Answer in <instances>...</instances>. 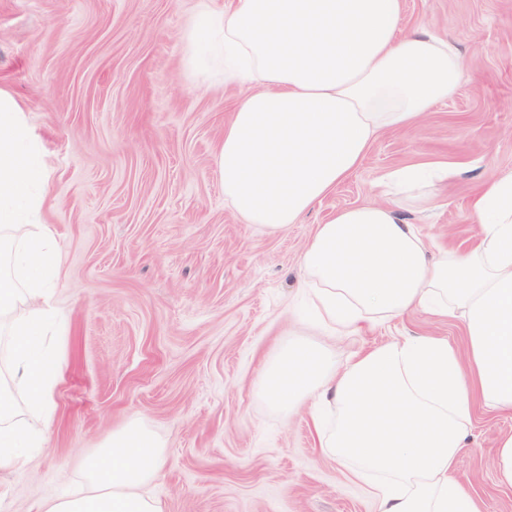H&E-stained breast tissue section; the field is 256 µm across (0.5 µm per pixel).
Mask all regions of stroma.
<instances>
[{"instance_id": "35a3bbf8", "label": "stroma", "mask_w": 512, "mask_h": 512, "mask_svg": "<svg viewBox=\"0 0 512 512\" xmlns=\"http://www.w3.org/2000/svg\"><path fill=\"white\" fill-rule=\"evenodd\" d=\"M199 0H0V86L24 105L49 173L59 248L52 298L61 376L45 450L0 475L9 512L82 486L84 461L139 417L164 443L165 512H376L371 482L323 454L309 410L260 393L266 365L308 318L301 254L337 210L386 198L388 171L445 163L433 207L400 211L431 248L469 251L479 182L512 171V0H402L405 28L448 38L456 95L375 138L359 167L271 234L224 199L216 155L243 88L184 65ZM399 336L465 350L463 326L412 309L324 336L336 363ZM512 419L477 410L455 476L483 512H512L496 443Z\"/></svg>"}]
</instances>
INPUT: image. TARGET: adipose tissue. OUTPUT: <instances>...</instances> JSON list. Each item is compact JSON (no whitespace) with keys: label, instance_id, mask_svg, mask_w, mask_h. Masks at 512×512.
Wrapping results in <instances>:
<instances>
[{"label":"adipose tissue","instance_id":"adipose-tissue-1","mask_svg":"<svg viewBox=\"0 0 512 512\" xmlns=\"http://www.w3.org/2000/svg\"><path fill=\"white\" fill-rule=\"evenodd\" d=\"M401 0H207L183 32L191 70L248 86L217 155L224 198L245 223H297L362 162L381 132L414 127L453 96L462 58L448 39L402 32ZM423 166L384 175L399 194L337 211L300 260L324 329L350 336L413 308L462 321L465 351L405 336L335 365L292 338L267 367L275 407L309 405L324 452L372 486L377 512H481L454 475L476 408L512 415V173L479 183L465 254H430L403 200L428 205ZM164 445L139 418L84 462L88 483L38 512H164L149 491Z\"/></svg>","mask_w":512,"mask_h":512}]
</instances>
